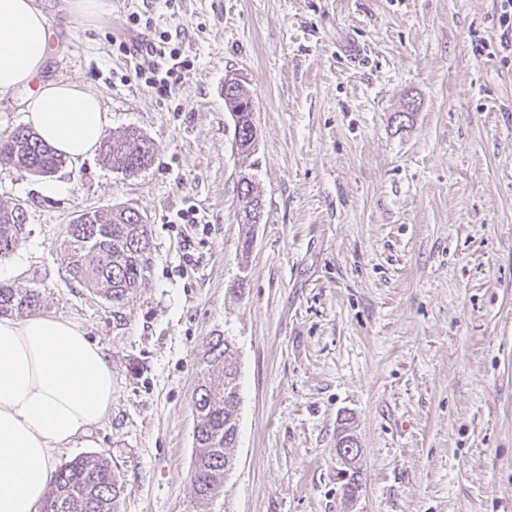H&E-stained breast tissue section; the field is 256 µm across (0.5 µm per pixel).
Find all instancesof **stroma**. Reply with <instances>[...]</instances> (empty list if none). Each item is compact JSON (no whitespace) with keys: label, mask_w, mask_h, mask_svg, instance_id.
<instances>
[{"label":"stroma","mask_w":512,"mask_h":512,"mask_svg":"<svg viewBox=\"0 0 512 512\" xmlns=\"http://www.w3.org/2000/svg\"><path fill=\"white\" fill-rule=\"evenodd\" d=\"M86 25L41 0L47 72L96 92L106 134L156 147L134 179L92 156L49 181L0 159L26 233L0 278L40 289L112 364V409L55 465L105 454L120 512H512V49L501 0H106ZM171 33L168 91L120 43ZM237 74L256 112L263 202L240 244ZM415 102L409 122L396 113ZM131 207L146 279L120 310L73 282L66 228ZM196 207L203 221L178 223ZM241 292H232L235 282ZM240 363L234 469L198 501L192 396L210 336ZM349 427L360 488L335 447Z\"/></svg>","instance_id":"obj_1"}]
</instances>
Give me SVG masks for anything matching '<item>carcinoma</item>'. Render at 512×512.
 Here are the masks:
<instances>
[{"instance_id":"cac0c4a2","label":"carcinoma","mask_w":512,"mask_h":512,"mask_svg":"<svg viewBox=\"0 0 512 512\" xmlns=\"http://www.w3.org/2000/svg\"><path fill=\"white\" fill-rule=\"evenodd\" d=\"M225 97L239 111L234 138L238 153L247 160L256 151L253 100L242 90L229 88ZM103 161L126 178L138 177L153 160V142L136 127L107 137L101 145ZM19 170L47 176L65 160L39 138L37 133L18 127L0 134V155ZM243 201L242 218L259 200L253 181H239ZM26 216L19 203L0 204V256L15 248L25 234ZM69 275L121 308L133 298L145 279L150 244L142 214L131 208L92 211L88 224H70L66 230ZM38 288H20L0 281V315H29L40 309ZM203 362L221 367V372L201 377L193 396V441L195 457L191 484L197 499L206 503L219 495L224 478L232 468L230 448L238 433V353L228 336H211L206 341ZM124 491L120 475L103 454L75 458L53 475L39 512H120Z\"/></svg>"}]
</instances>
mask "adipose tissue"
Returning a JSON list of instances; mask_svg holds the SVG:
<instances>
[{
	"label": "adipose tissue",
	"instance_id": "obj_1",
	"mask_svg": "<svg viewBox=\"0 0 512 512\" xmlns=\"http://www.w3.org/2000/svg\"><path fill=\"white\" fill-rule=\"evenodd\" d=\"M54 51L39 0H0V99L68 163L98 149L108 123L97 94L44 79ZM112 367L83 327L53 314L0 319V512H37L57 449L112 408Z\"/></svg>",
	"mask_w": 512,
	"mask_h": 512
}]
</instances>
